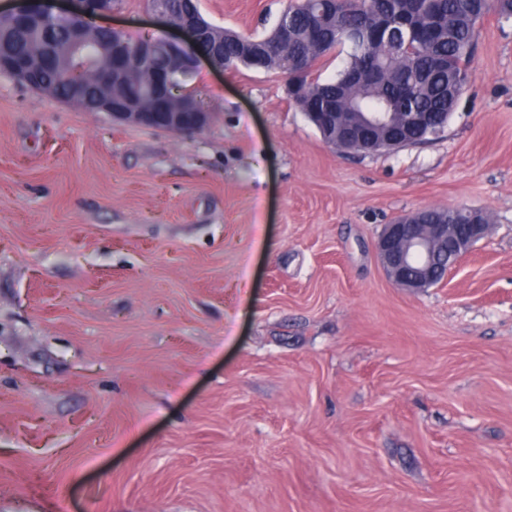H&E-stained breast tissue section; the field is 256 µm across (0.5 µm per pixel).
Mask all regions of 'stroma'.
<instances>
[{"mask_svg": "<svg viewBox=\"0 0 512 512\" xmlns=\"http://www.w3.org/2000/svg\"><path fill=\"white\" fill-rule=\"evenodd\" d=\"M285 4L198 0L255 35ZM470 68L443 137L372 156L278 72L200 61L191 137L0 74V512H512L511 22ZM430 206L491 232L412 293L375 242Z\"/></svg>", "mask_w": 512, "mask_h": 512, "instance_id": "1", "label": "stroma"}]
</instances>
